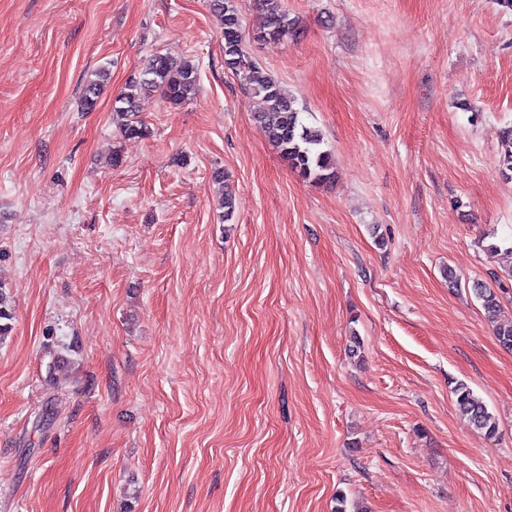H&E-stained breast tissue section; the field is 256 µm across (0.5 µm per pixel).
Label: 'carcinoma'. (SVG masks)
Returning a JSON list of instances; mask_svg holds the SVG:
<instances>
[{
    "label": "carcinoma",
    "instance_id": "carcinoma-1",
    "mask_svg": "<svg viewBox=\"0 0 512 512\" xmlns=\"http://www.w3.org/2000/svg\"><path fill=\"white\" fill-rule=\"evenodd\" d=\"M255 4L263 15L258 38L279 42L296 34V21L289 17L283 0H255ZM209 9L222 26L225 66L243 74L249 91L261 101L262 108L255 118L263 126L270 144L302 178L316 183L333 178L334 160L332 154L322 148L324 140L321 132L304 124L295 100L245 50L241 20L233 0H209ZM109 80L110 73L104 68L93 73L83 88L82 109L90 110L95 106ZM198 90V73L193 64L185 62L175 66L168 57L154 54L139 76L130 79L116 97L112 106V120L123 137H143L147 135V126L139 118L138 101L141 94L158 92L169 103L178 105L191 99ZM499 164L504 176H512V130L504 132L502 136ZM475 292L487 316L497 321L495 333L498 341L512 349V320H497L500 312L497 296L481 284L476 285ZM454 394L458 410L475 429L488 436L496 433L493 414L467 385H457Z\"/></svg>",
    "mask_w": 512,
    "mask_h": 512
}]
</instances>
